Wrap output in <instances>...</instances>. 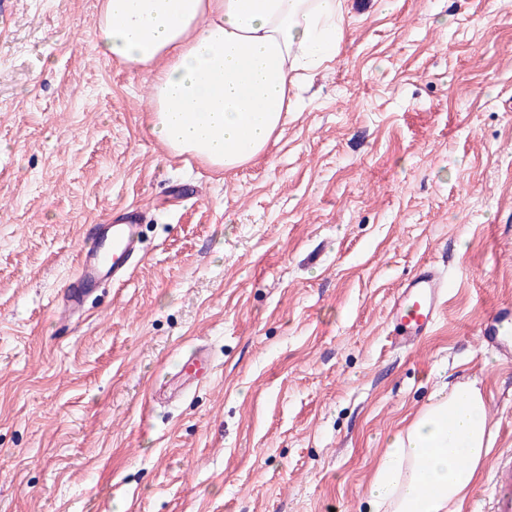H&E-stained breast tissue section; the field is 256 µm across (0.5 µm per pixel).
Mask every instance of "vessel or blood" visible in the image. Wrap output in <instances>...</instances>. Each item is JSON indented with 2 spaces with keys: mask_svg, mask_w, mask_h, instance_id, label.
<instances>
[{
  "mask_svg": "<svg viewBox=\"0 0 512 512\" xmlns=\"http://www.w3.org/2000/svg\"><path fill=\"white\" fill-rule=\"evenodd\" d=\"M142 224L137 209L131 208L107 223L95 225L83 237L77 255L78 275L64 296L65 312L77 309L85 296L107 282L122 281L141 250ZM448 281L431 265L420 264L400 287L389 317L398 331L391 338L394 348H404L427 336L440 313ZM209 356L194 351L178 372L182 379H201L209 371ZM492 512H512V461L501 462L491 488Z\"/></svg>",
  "mask_w": 512,
  "mask_h": 512,
  "instance_id": "vessel-or-blood-1",
  "label": "vessel or blood"
}]
</instances>
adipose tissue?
Returning a JSON list of instances; mask_svg holds the SVG:
<instances>
[{
  "label": "adipose tissue",
  "instance_id": "obj_1",
  "mask_svg": "<svg viewBox=\"0 0 512 512\" xmlns=\"http://www.w3.org/2000/svg\"><path fill=\"white\" fill-rule=\"evenodd\" d=\"M344 26L343 0H103L95 48L152 68L151 132L170 152L230 171L296 111L292 88L338 54ZM494 437L475 382L441 389L392 437L369 512H463Z\"/></svg>",
  "mask_w": 512,
  "mask_h": 512
}]
</instances>
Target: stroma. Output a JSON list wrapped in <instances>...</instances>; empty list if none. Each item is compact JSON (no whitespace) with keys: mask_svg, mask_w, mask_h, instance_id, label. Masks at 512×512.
<instances>
[{"mask_svg":"<svg viewBox=\"0 0 512 512\" xmlns=\"http://www.w3.org/2000/svg\"><path fill=\"white\" fill-rule=\"evenodd\" d=\"M102 0H0V512H367L391 437L477 381L512 452V0H346L339 54L231 172L148 127ZM142 258L62 318L89 225ZM423 262L430 336L389 341ZM205 348L210 383L175 401ZM448 280L427 263L419 265L398 290L389 317L399 328L391 336L393 348H404L421 340L433 329L440 313ZM208 360V354L203 349H197L183 362L181 369L174 374V377L199 380L210 370Z\"/></svg>","mask_w":512,"mask_h":512,"instance_id":"stroma-1","label":"stroma"}]
</instances>
